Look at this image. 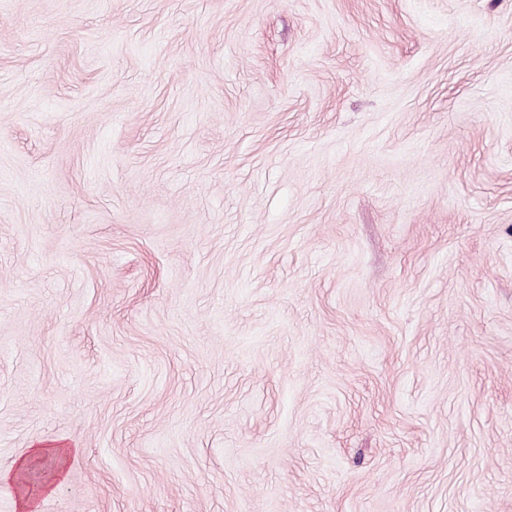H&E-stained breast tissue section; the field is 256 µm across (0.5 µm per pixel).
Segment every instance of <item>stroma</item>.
<instances>
[{"instance_id":"obj_1","label":"stroma","mask_w":512,"mask_h":512,"mask_svg":"<svg viewBox=\"0 0 512 512\" xmlns=\"http://www.w3.org/2000/svg\"><path fill=\"white\" fill-rule=\"evenodd\" d=\"M0 512H512V0H0Z\"/></svg>"}]
</instances>
